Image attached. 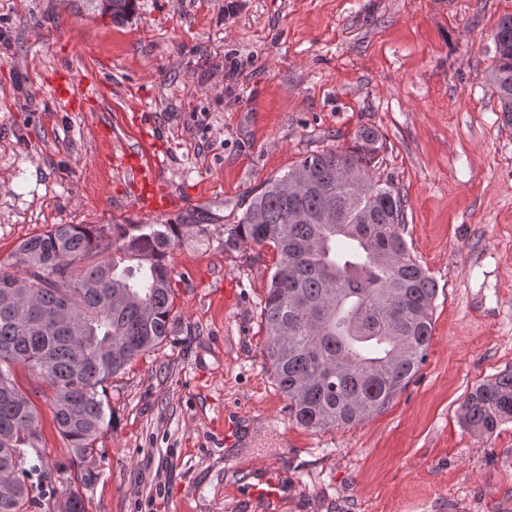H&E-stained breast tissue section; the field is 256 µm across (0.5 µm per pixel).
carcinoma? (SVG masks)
Wrapping results in <instances>:
<instances>
[{
  "label": "carcinoma",
  "mask_w": 512,
  "mask_h": 512,
  "mask_svg": "<svg viewBox=\"0 0 512 512\" xmlns=\"http://www.w3.org/2000/svg\"><path fill=\"white\" fill-rule=\"evenodd\" d=\"M122 21L134 0H105ZM489 73L512 125V14L494 33ZM381 144L370 127L353 145L304 156L254 195L224 248L268 244L280 261L262 310L264 357L295 422L307 429L359 425L383 410L427 358L437 284L403 236L404 201L374 169ZM184 224H54L21 242L22 273H0V512H29L57 487L39 448L35 404L12 367L52 389L59 433L97 477L94 443L107 426L105 383L172 328V269L166 258ZM136 261L123 269L103 255ZM465 424L489 439L512 422V371L477 385L463 404ZM58 512H85L71 492Z\"/></svg>",
  "instance_id": "cac0c4a2"
}]
</instances>
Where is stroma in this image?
<instances>
[{"mask_svg": "<svg viewBox=\"0 0 512 512\" xmlns=\"http://www.w3.org/2000/svg\"><path fill=\"white\" fill-rule=\"evenodd\" d=\"M507 14L512 0H137L117 24L98 0H0V272L54 224L187 227L167 257L171 334L108 382L94 482L71 463L51 388L13 369L59 493L86 512H512V423L485 439L461 411L512 371V128L488 81ZM66 68L99 88L85 111L55 104ZM363 126L437 282L433 335L384 410L310 431L263 356L279 256L225 250L224 227L250 191ZM148 143L167 153L166 214L139 211L117 163L148 159ZM269 468L282 499L262 505L245 486Z\"/></svg>", "mask_w": 512, "mask_h": 512, "instance_id": "35a3bbf8", "label": "stroma"}]
</instances>
